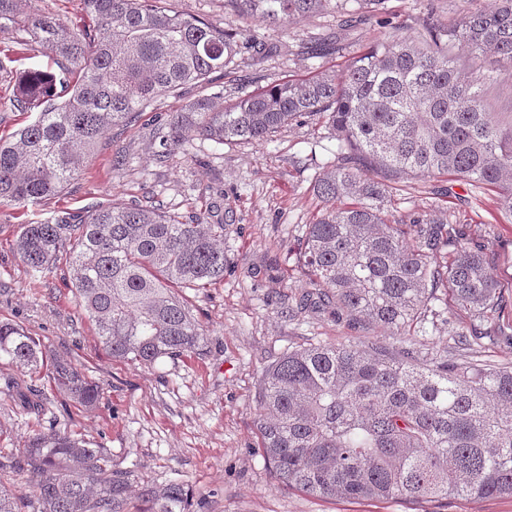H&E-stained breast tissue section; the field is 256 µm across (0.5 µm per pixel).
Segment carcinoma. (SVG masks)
Here are the masks:
<instances>
[{"label": "carcinoma", "mask_w": 512, "mask_h": 512, "mask_svg": "<svg viewBox=\"0 0 512 512\" xmlns=\"http://www.w3.org/2000/svg\"><path fill=\"white\" fill-rule=\"evenodd\" d=\"M30 0H0V29L22 26L26 42L70 67L15 77L16 103L32 121L0 138V206L61 194L92 159L101 138L144 108L187 85H202L241 53L264 44L180 13L165 0H83L93 25L74 29ZM234 11L278 22L332 11L338 27L381 14L385 0H225ZM498 55L512 66V0L450 23L429 18L417 42L379 37L342 72L288 80L220 106L198 98L158 130L156 160L195 139L217 146L264 141L298 119L322 117L336 132V155L316 177L325 203L308 225L301 270L308 289L296 309L320 303L367 336L350 344H309L279 358L258 394L260 451L290 490L346 500L440 503L465 497L512 498V365L477 360L414 363L379 338L421 328L438 290L470 315L472 341L508 336L499 315L505 289L484 250L443 214L387 223L388 185L372 176L451 175L471 190L493 189L512 223V114L488 112L492 72L459 74L451 49ZM341 50L327 34L308 51ZM224 231L210 214L182 218L140 204L98 206L25 224L14 249L31 270L65 263L72 288L114 359L153 365L197 354L206 334L178 288L224 280ZM446 244L452 258L434 266ZM0 358L21 374L5 391L22 409L46 411L43 393L22 379L46 369L75 405L90 409L98 386L72 361L49 356L22 326L0 321ZM10 467L28 473L39 512H123L125 472L107 467L102 448L51 431L24 441ZM147 512H190L183 483L145 486Z\"/></svg>", "instance_id": "1"}]
</instances>
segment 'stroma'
Instances as JSON below:
<instances>
[{
    "instance_id": "stroma-1",
    "label": "stroma",
    "mask_w": 512,
    "mask_h": 512,
    "mask_svg": "<svg viewBox=\"0 0 512 512\" xmlns=\"http://www.w3.org/2000/svg\"><path fill=\"white\" fill-rule=\"evenodd\" d=\"M177 11L219 26L238 28L242 38L265 43L268 56L236 57L207 87L186 86L162 98L127 125L113 127L83 171L58 196L22 207H0V320L23 325L51 353L72 360L99 385L94 409L67 404L45 373L28 375L41 389L49 411L22 412L0 393V454L17 453L33 434L66 431L104 449L112 468L128 472L133 487L129 512H140L144 485L180 481L190 489L192 512H435L430 503L400 500L349 501L321 498L277 485L258 450L256 399L267 368L288 351L308 344L358 341L345 321L329 309L289 314L283 297L304 290L299 251L309 224L324 205L312 192L320 164L333 160L336 140L320 119L293 121L264 142L233 141L220 149L193 142L186 153L157 163L155 131L160 118L179 111L202 94L223 92L233 102L281 81L311 77L315 69L341 71L381 33L416 40L424 20L448 21L494 0H385L381 20L337 30L333 14L296 17L269 24L239 18L224 0H170ZM338 32L344 53L318 60L305 43ZM14 27L0 29V136L28 123L30 112L13 103L14 80L24 69L55 70L51 56L21 45ZM464 71L499 73L487 88L491 112H512V66L487 54L460 55ZM109 203H149L159 211L191 215L209 210L227 224L224 280L209 288H185L190 312L204 326L203 352L154 366L112 358L66 284V268L29 270L13 250L25 224ZM434 212L463 225L494 260L502 284L512 283V224L502 223L494 192L470 193L451 177L408 178L390 184L388 222L410 221ZM471 322L449 300L432 302L424 329L411 338H390L413 350L419 366L446 358H479L512 363V342L461 344Z\"/></svg>"
}]
</instances>
